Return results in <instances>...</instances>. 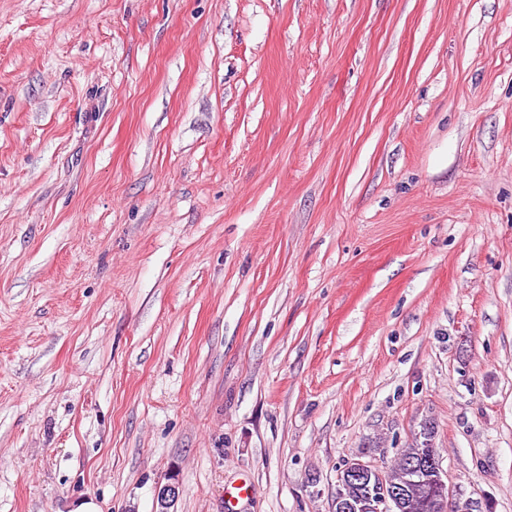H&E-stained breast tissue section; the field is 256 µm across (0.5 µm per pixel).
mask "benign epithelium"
<instances>
[{
	"instance_id": "7a95c632",
	"label": "benign epithelium",
	"mask_w": 512,
	"mask_h": 512,
	"mask_svg": "<svg viewBox=\"0 0 512 512\" xmlns=\"http://www.w3.org/2000/svg\"><path fill=\"white\" fill-rule=\"evenodd\" d=\"M412 471L428 469L434 474V479L440 487L439 495L431 503L433 512H446L448 506L457 502L465 493L448 483L447 472L443 469L440 455L431 449L418 460L410 461ZM383 475V471L370 461L361 458L346 459L340 465L336 482V493L332 503L333 512H358L360 509H370L372 512H407L408 494L406 483L381 482V491L372 497L369 502L363 503L357 499L350 490L355 485L371 483ZM179 494L176 482H168L158 487L156 492L157 512H171Z\"/></svg>"
}]
</instances>
